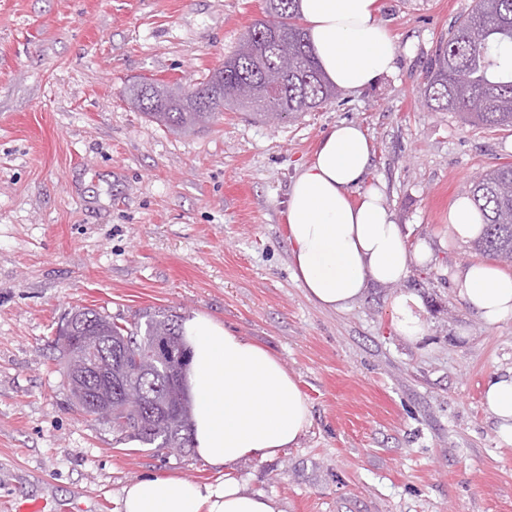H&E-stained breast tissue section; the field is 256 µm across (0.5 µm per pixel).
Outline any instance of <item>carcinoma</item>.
<instances>
[{
    "mask_svg": "<svg viewBox=\"0 0 512 512\" xmlns=\"http://www.w3.org/2000/svg\"><path fill=\"white\" fill-rule=\"evenodd\" d=\"M512 43V0H479L475 11L456 23L448 40L440 42L428 61L419 98L435 112H455L468 125L512 127V70L501 68L496 51ZM202 84L215 89V111L200 112L195 100L180 97L157 81H141L125 91L127 100L148 118L174 132L191 130L216 117L222 109L251 108L252 115L270 118L276 106L283 119L296 118L337 97L314 60L297 0H265L264 18L253 24L233 56L208 75ZM276 96L264 95L266 86ZM472 200L483 218V233L474 249L512 264V164L480 175L472 186ZM126 342L128 358H142L158 336L185 346L182 320L164 312H145L142 320L122 326L90 308L77 309L74 326L59 331L57 346L66 364L72 363L78 337L87 333ZM189 359L173 368L155 360L143 365L145 406L135 414L117 415L112 429L152 449L177 445L192 448L191 407L185 383Z\"/></svg>",
    "mask_w": 512,
    "mask_h": 512,
    "instance_id": "1",
    "label": "carcinoma"
}]
</instances>
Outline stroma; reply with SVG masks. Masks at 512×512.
<instances>
[{"mask_svg":"<svg viewBox=\"0 0 512 512\" xmlns=\"http://www.w3.org/2000/svg\"><path fill=\"white\" fill-rule=\"evenodd\" d=\"M379 4L398 54L373 88L275 124L227 110L176 133L125 88L201 80L263 0H0V512L23 495L118 512L143 475L227 471L283 512H512V446L482 400L512 370V319L487 326L457 296L452 272L480 255L448 234L475 177L512 162V127L465 125L418 97L427 61L476 0ZM342 121L366 132L369 182L407 244L426 240L432 257L335 312L293 276L285 202ZM402 292L424 303L423 341L392 323ZM78 307L232 328L295 377L307 431L226 468L128 444L71 398L54 339Z\"/></svg>","mask_w":512,"mask_h":512,"instance_id":"35a3bbf8","label":"stroma"}]
</instances>
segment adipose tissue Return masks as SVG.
<instances>
[{
	"label": "adipose tissue",
	"instance_id": "obj_1",
	"mask_svg": "<svg viewBox=\"0 0 512 512\" xmlns=\"http://www.w3.org/2000/svg\"><path fill=\"white\" fill-rule=\"evenodd\" d=\"M308 43L325 79L346 91L375 85L395 69L397 47L378 19V0H299ZM371 144L361 127L335 125L288 195L286 221L293 275L317 306L343 312L370 284H394L428 260L426 243L408 248L402 227L369 183ZM461 300L494 326L512 318V275L480 261L454 277ZM394 324L417 341L426 334L419 295L391 300ZM184 332L191 348L193 443L211 464L266 459L296 445L310 407L294 376L262 346L198 315ZM484 402L502 443L512 446V372L489 378ZM120 512H282L276 498L245 492L240 480L191 482L149 474L122 490Z\"/></svg>",
	"mask_w": 512,
	"mask_h": 512
}]
</instances>
